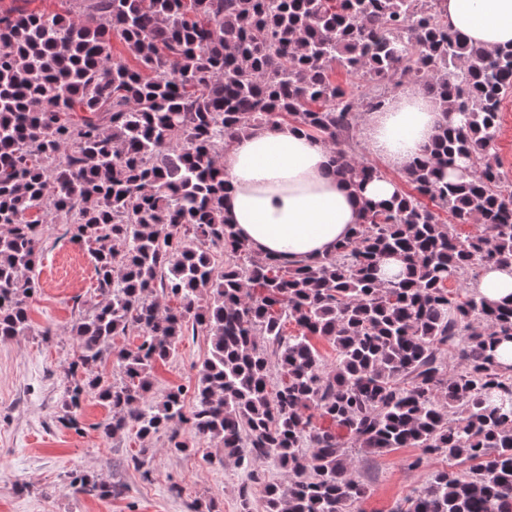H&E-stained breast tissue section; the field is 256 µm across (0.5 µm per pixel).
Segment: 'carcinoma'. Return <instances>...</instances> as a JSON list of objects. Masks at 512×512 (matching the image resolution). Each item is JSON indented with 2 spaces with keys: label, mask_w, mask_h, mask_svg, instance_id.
<instances>
[{
  "label": "carcinoma",
  "mask_w": 512,
  "mask_h": 512,
  "mask_svg": "<svg viewBox=\"0 0 512 512\" xmlns=\"http://www.w3.org/2000/svg\"><path fill=\"white\" fill-rule=\"evenodd\" d=\"M74 1L89 2L86 18L0 8V341L31 330L48 225L87 249L97 282L98 301L71 325L58 422L80 431L76 410L93 395L111 413L97 425L106 438L163 433L174 455L213 440L253 478L272 462L289 484L265 486V512H357L366 488L351 442L460 467L393 512H512V365L495 356L512 340V303L448 287L512 264V190L496 153L512 47L467 44L441 0ZM112 33L136 65L111 55ZM336 67L377 86L419 82L461 125H440L404 169L413 192L366 206L335 253L285 266L225 221L220 152L288 120L331 149L351 185L383 177L350 150L357 112L385 94L336 83ZM77 107L87 116L73 119ZM425 198L491 236L460 237ZM385 256L406 273L381 279ZM198 332L211 350L192 410L182 386L149 398L155 366ZM131 333L136 347L116 346ZM316 339L334 347L332 366ZM69 488L115 494L87 474Z\"/></svg>",
  "instance_id": "obj_1"
}]
</instances>
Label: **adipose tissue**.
<instances>
[{"label": "adipose tissue", "instance_id": "ef3b65f1", "mask_svg": "<svg viewBox=\"0 0 512 512\" xmlns=\"http://www.w3.org/2000/svg\"><path fill=\"white\" fill-rule=\"evenodd\" d=\"M443 20L468 42L492 50L512 44V0H442ZM445 114L416 87L365 116L370 151L392 167L424 156ZM228 190L224 214L250 250L285 265L335 252L363 219L365 201L391 199L398 183L380 178L356 189L333 171L318 139L288 124L253 128L221 160Z\"/></svg>", "mask_w": 512, "mask_h": 512}]
</instances>
